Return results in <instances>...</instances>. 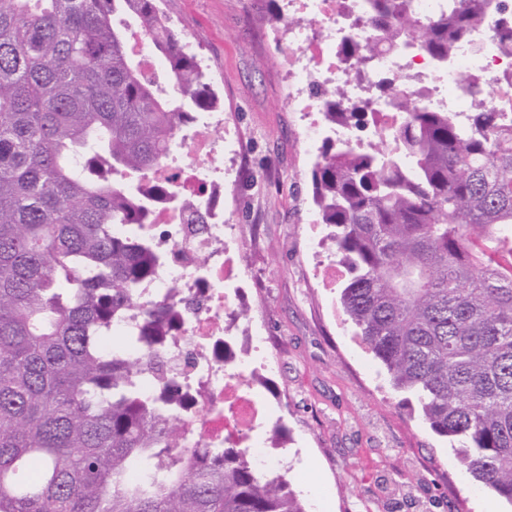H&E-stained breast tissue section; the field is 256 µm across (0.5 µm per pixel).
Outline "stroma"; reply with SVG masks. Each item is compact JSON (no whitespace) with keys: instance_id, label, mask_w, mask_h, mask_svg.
I'll return each mask as SVG.
<instances>
[{"instance_id":"35a3bbf8","label":"stroma","mask_w":512,"mask_h":512,"mask_svg":"<svg viewBox=\"0 0 512 512\" xmlns=\"http://www.w3.org/2000/svg\"><path fill=\"white\" fill-rule=\"evenodd\" d=\"M190 42L242 141L226 165L220 208L234 225L246 317L274 356L255 383L286 437L272 455L307 512H512L475 480L451 439L435 434L410 393L354 335L339 302L329 247L311 249L313 207L300 116L288 105L287 40L278 0H160Z\"/></svg>"}]
</instances>
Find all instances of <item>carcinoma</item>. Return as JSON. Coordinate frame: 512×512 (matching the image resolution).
I'll list each match as a JSON object with an SVG mask.
<instances>
[{
	"label": "carcinoma",
	"instance_id": "cac0c4a2",
	"mask_svg": "<svg viewBox=\"0 0 512 512\" xmlns=\"http://www.w3.org/2000/svg\"><path fill=\"white\" fill-rule=\"evenodd\" d=\"M367 30L341 45L359 64L383 47L439 68L484 26L512 46L494 0H366ZM133 20L165 62L148 79L129 51ZM378 81L394 112L373 137L323 142L313 203L348 269L340 304L354 332L413 393L430 429L459 442L478 480L512 504V121L473 94L458 114ZM328 123L368 113L325 91ZM218 107L197 55L158 0H0V512H306L284 474L245 448H190L163 345L185 317L137 289L167 260L151 175L196 114ZM85 153L78 177L73 155ZM194 224L211 202H183ZM137 309L128 345L112 326Z\"/></svg>",
	"mask_w": 512,
	"mask_h": 512
}]
</instances>
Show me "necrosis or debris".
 I'll return each instance as SVG.
<instances>
[{
  "label": "necrosis or debris",
  "instance_id": "1",
  "mask_svg": "<svg viewBox=\"0 0 512 512\" xmlns=\"http://www.w3.org/2000/svg\"><path fill=\"white\" fill-rule=\"evenodd\" d=\"M362 4L363 0H284L288 81L295 109L302 114L306 148H313L326 131L325 99L314 92L319 80L343 87L349 104L365 102L370 111L383 115L392 110L389 100L368 97L378 70L402 72L413 86L427 83L429 102L439 108L469 111L471 92L477 89L489 107L512 112V53L490 49L481 32L456 48L444 70L435 69L423 55L405 57L387 49L378 53L374 70H352L340 53V42L348 28L365 29ZM240 151L237 135L224 128L223 113H209L183 147L171 153L156 180L174 186L180 199L208 197L224 180L225 159ZM154 220L162 229L158 247L169 259L142 285L141 296L174 287L198 306L166 344L175 358L177 388L187 398L184 421L196 443L220 448L225 440H236L257 463L268 464L269 442L262 430L270 411L249 387L265 379L273 362L256 329L247 328L239 336L224 333L225 321L235 319L240 305L241 270L233 227L216 212L206 233H194L184 223L178 202L158 208Z\"/></svg>",
  "mask_w": 512,
  "mask_h": 512
}]
</instances>
